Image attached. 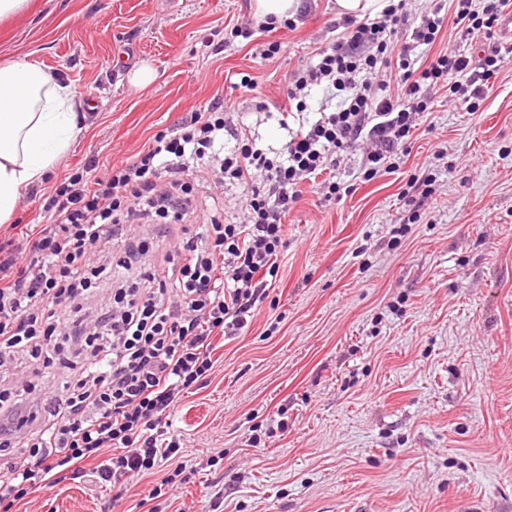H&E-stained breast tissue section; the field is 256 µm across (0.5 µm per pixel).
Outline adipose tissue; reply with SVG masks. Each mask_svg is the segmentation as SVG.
<instances>
[{
  "label": "adipose tissue",
  "mask_w": 512,
  "mask_h": 512,
  "mask_svg": "<svg viewBox=\"0 0 512 512\" xmlns=\"http://www.w3.org/2000/svg\"><path fill=\"white\" fill-rule=\"evenodd\" d=\"M84 105L70 81L23 60L0 63V224L69 152Z\"/></svg>",
  "instance_id": "ef3b65f1"
}]
</instances>
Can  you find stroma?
<instances>
[{"mask_svg":"<svg viewBox=\"0 0 512 512\" xmlns=\"http://www.w3.org/2000/svg\"><path fill=\"white\" fill-rule=\"evenodd\" d=\"M309 2L270 60L264 35L224 40L254 0H33L0 23V60L63 75L89 112L0 242L40 223V198L72 170L131 159L220 97L225 150L247 134L281 151L287 130L256 103L280 104L285 74L332 38L336 0ZM145 65L140 89L129 77ZM492 83L473 113L434 92L393 172L362 181L355 151L336 172L350 195L303 191L268 298L215 339L213 375L170 417L187 483L149 499L163 464L120 490L39 489L19 512H512V52ZM423 171L436 177L426 212L395 233Z\"/></svg>","mask_w":512,"mask_h":512,"instance_id":"1","label":"stroma"}]
</instances>
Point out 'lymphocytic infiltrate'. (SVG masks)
<instances>
[{
	"instance_id": "lymphocytic-infiltrate-1",
	"label": "lymphocytic infiltrate",
	"mask_w": 512,
	"mask_h": 512,
	"mask_svg": "<svg viewBox=\"0 0 512 512\" xmlns=\"http://www.w3.org/2000/svg\"><path fill=\"white\" fill-rule=\"evenodd\" d=\"M461 37L490 40L512 0H453ZM442 4L410 25L411 0H388L375 18H348L341 36L321 43L285 77L284 99L302 112L312 87L338 97L334 111L293 131L283 152L268 156L240 138L221 154L228 107L214 101L174 128L156 133L131 160L68 176L39 206L43 225L23 243L0 244V512H14L38 488L92 478L123 485L174 462L149 492L160 497L186 468L169 415L214 368L212 340L242 329L277 278L285 220L303 183L325 200L342 198L334 177L347 153L360 151L361 177L398 167L431 92L479 111L500 66L498 49L481 61L455 50L424 65L413 53L435 44ZM233 179L246 191L237 224L213 210L202 234L176 245L180 264L124 273L146 245L135 224L168 226L194 217L196 186ZM125 256L112 261L114 241ZM111 301L87 302L101 289ZM63 371L58 391L47 377ZM92 468H85V461Z\"/></svg>"
}]
</instances>
